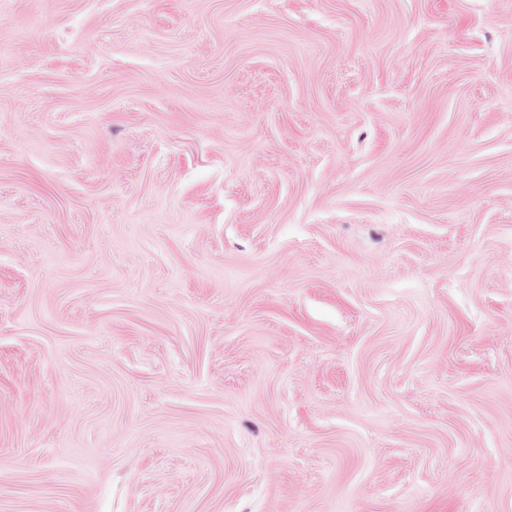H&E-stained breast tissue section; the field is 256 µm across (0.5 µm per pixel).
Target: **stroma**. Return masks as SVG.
I'll return each mask as SVG.
<instances>
[{
	"mask_svg": "<svg viewBox=\"0 0 512 512\" xmlns=\"http://www.w3.org/2000/svg\"><path fill=\"white\" fill-rule=\"evenodd\" d=\"M0 512H512V0H0Z\"/></svg>",
	"mask_w": 512,
	"mask_h": 512,
	"instance_id": "stroma-1",
	"label": "stroma"
}]
</instances>
